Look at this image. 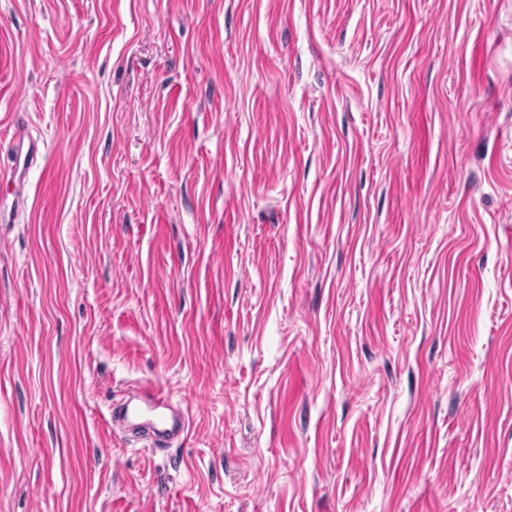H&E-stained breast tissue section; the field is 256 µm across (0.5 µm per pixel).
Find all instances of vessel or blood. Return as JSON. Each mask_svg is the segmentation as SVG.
<instances>
[{
	"label": "vessel or blood",
	"instance_id": "vessel-or-blood-1",
	"mask_svg": "<svg viewBox=\"0 0 512 512\" xmlns=\"http://www.w3.org/2000/svg\"><path fill=\"white\" fill-rule=\"evenodd\" d=\"M38 155L36 140H16L11 147V163L0 172L9 176L12 183H20ZM120 413L129 427L142 432L157 447L180 437L187 427L185 413L174 411L171 397L162 394L141 397L132 405L122 404Z\"/></svg>",
	"mask_w": 512,
	"mask_h": 512
}]
</instances>
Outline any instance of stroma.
<instances>
[{
    "mask_svg": "<svg viewBox=\"0 0 512 512\" xmlns=\"http://www.w3.org/2000/svg\"><path fill=\"white\" fill-rule=\"evenodd\" d=\"M21 133L0 512H512V0H0ZM39 153L36 140L29 139L25 145L24 139L18 138L11 147V164L2 170V176L9 175L12 183L21 185L25 172L37 161ZM172 406L170 396L147 394L133 405L123 403L119 413L129 427L142 432L144 438L150 439L157 449H162L184 434L187 427L185 413L175 412Z\"/></svg>",
    "mask_w": 512,
    "mask_h": 512,
    "instance_id": "35a3bbf8",
    "label": "stroma"
}]
</instances>
